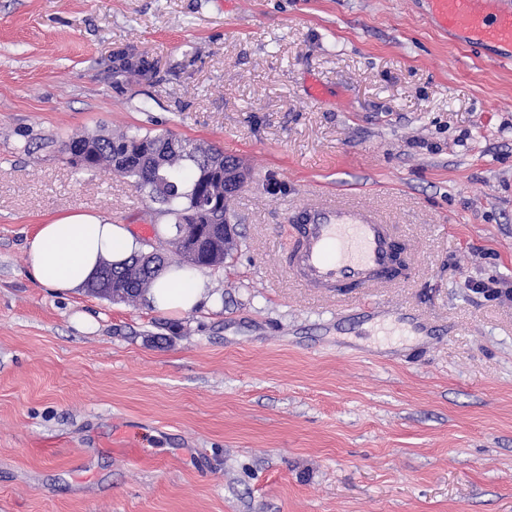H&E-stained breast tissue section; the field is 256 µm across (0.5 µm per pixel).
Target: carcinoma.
I'll return each instance as SVG.
<instances>
[{
	"label": "carcinoma",
	"instance_id": "1",
	"mask_svg": "<svg viewBox=\"0 0 512 512\" xmlns=\"http://www.w3.org/2000/svg\"><path fill=\"white\" fill-rule=\"evenodd\" d=\"M115 73L148 80L155 73V63L142 53L122 50L115 56ZM70 146L88 148L92 160L75 161L68 154ZM62 153L81 171L110 167L132 179L159 205V212L173 216L175 234L170 244L182 262L220 266L234 250L236 242L224 236V225L231 223L229 203L247 170L222 150L169 135L135 132L73 137L63 143ZM167 267V257L156 250L150 258L140 252L122 263L104 262L86 290L105 298L110 289L112 298L135 302Z\"/></svg>",
	"mask_w": 512,
	"mask_h": 512
}]
</instances>
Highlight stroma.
I'll return each mask as SVG.
<instances>
[{"label": "stroma", "instance_id": "obj_1", "mask_svg": "<svg viewBox=\"0 0 512 512\" xmlns=\"http://www.w3.org/2000/svg\"><path fill=\"white\" fill-rule=\"evenodd\" d=\"M156 65L118 81L112 55ZM425 0H0V512H512V62ZM323 89L312 98V85ZM169 133L248 175L237 246L186 315L58 294L39 224L87 212L168 251L69 138ZM334 192L410 243L339 302L286 271Z\"/></svg>", "mask_w": 512, "mask_h": 512}]
</instances>
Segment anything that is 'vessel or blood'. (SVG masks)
<instances>
[{"mask_svg": "<svg viewBox=\"0 0 512 512\" xmlns=\"http://www.w3.org/2000/svg\"><path fill=\"white\" fill-rule=\"evenodd\" d=\"M436 22L477 43L512 47V0H429ZM290 272L321 296L343 297L395 280L396 233L372 208L325 199L298 208Z\"/></svg>", "mask_w": 512, "mask_h": 512, "instance_id": "obj_1", "label": "vessel or blood"}]
</instances>
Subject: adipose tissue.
I'll list each match as a JSON object with an SVG mask.
<instances>
[{
  "label": "adipose tissue",
  "mask_w": 512,
  "mask_h": 512,
  "mask_svg": "<svg viewBox=\"0 0 512 512\" xmlns=\"http://www.w3.org/2000/svg\"><path fill=\"white\" fill-rule=\"evenodd\" d=\"M141 248L126 225L94 214H70L39 226L28 243V271L41 286L65 293L85 286L101 262H123ZM209 297L207 280L178 266L166 269L147 294L154 309L178 315L194 312Z\"/></svg>",
  "instance_id": "obj_1"
}]
</instances>
